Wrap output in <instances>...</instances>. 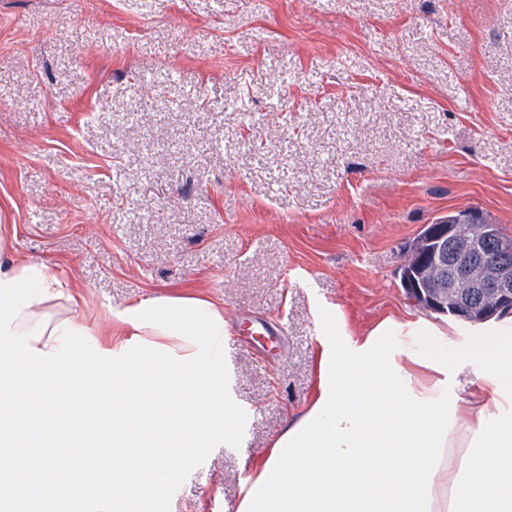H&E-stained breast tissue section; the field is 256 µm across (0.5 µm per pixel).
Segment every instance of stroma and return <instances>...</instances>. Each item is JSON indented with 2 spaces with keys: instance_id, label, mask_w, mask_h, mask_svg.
<instances>
[{
  "instance_id": "35a3bbf8",
  "label": "stroma",
  "mask_w": 512,
  "mask_h": 512,
  "mask_svg": "<svg viewBox=\"0 0 512 512\" xmlns=\"http://www.w3.org/2000/svg\"><path fill=\"white\" fill-rule=\"evenodd\" d=\"M512 236V0H0V225L96 324L142 297L224 311L247 421L170 512H238L318 385L319 318L477 327L404 292L424 225Z\"/></svg>"
}]
</instances>
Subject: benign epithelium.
Wrapping results in <instances>:
<instances>
[{
  "instance_id": "7a95c632",
  "label": "benign epithelium",
  "mask_w": 512,
  "mask_h": 512,
  "mask_svg": "<svg viewBox=\"0 0 512 512\" xmlns=\"http://www.w3.org/2000/svg\"><path fill=\"white\" fill-rule=\"evenodd\" d=\"M452 229L444 224L431 227L432 247L414 257H406L405 263H412L418 276L407 282V293L420 307L438 314L448 313L471 323H479L485 310L473 304L472 300L456 294L453 288L445 286L439 279L441 270H448V282L464 278L480 294L489 293L497 311L512 314V281L497 274L492 262L487 261L481 272L474 270L476 245L458 250L448 257V237Z\"/></svg>"
}]
</instances>
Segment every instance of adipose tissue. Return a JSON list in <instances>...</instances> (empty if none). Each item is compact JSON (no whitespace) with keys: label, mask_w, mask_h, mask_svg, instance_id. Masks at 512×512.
I'll use <instances>...</instances> for the list:
<instances>
[{"label":"adipose tissue","mask_w":512,"mask_h":512,"mask_svg":"<svg viewBox=\"0 0 512 512\" xmlns=\"http://www.w3.org/2000/svg\"><path fill=\"white\" fill-rule=\"evenodd\" d=\"M45 283L101 349L137 335L195 351L109 313L88 327L81 292L50 273ZM318 341L317 392L256 468L239 512H512V320L467 352L425 319L389 315L356 335L335 309ZM473 364L467 389L457 376Z\"/></svg>","instance_id":"ef3b65f1"}]
</instances>
